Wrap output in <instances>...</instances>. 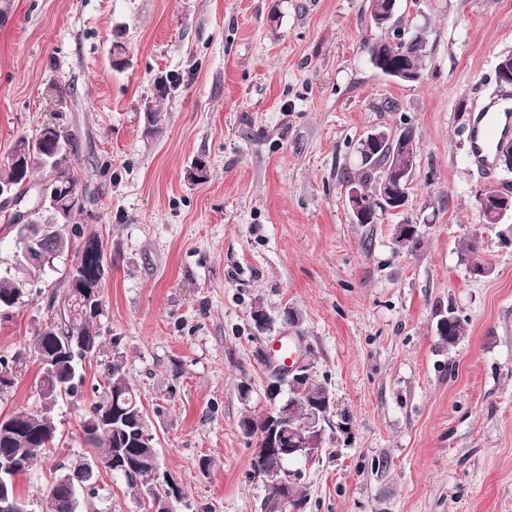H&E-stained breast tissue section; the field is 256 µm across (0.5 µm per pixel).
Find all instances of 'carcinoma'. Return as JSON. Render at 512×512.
Instances as JSON below:
<instances>
[{
  "mask_svg": "<svg viewBox=\"0 0 512 512\" xmlns=\"http://www.w3.org/2000/svg\"><path fill=\"white\" fill-rule=\"evenodd\" d=\"M363 47L375 68L383 70L386 64L383 57L388 55L386 39L366 38ZM424 48L425 38L422 36L404 46L407 62L418 72L423 70ZM50 151L52 144L43 138L41 130L32 137L22 135L15 141L10 154L20 155L23 165L18 167L8 158L0 168V186L12 187L13 204L30 202V191L34 187L31 178L35 172L43 170L41 158L47 157ZM358 154L361 158V169L358 175L348 177L347 181L359 185L370 205L379 208L381 182L392 179L390 173L386 172L387 157L381 152L370 151L362 141L358 143ZM55 202L57 211L48 212L46 219L40 213L32 216V225L41 227L42 232L50 236L49 251L53 252V257L57 258L72 250L79 260L86 245L100 239V236L94 231L86 233L78 226L72 228V233L66 232L73 215L83 212V208H77L72 204L68 189H58ZM4 221L15 225L19 256L17 262L7 269L5 274H0V313L6 317L24 294L28 293L30 271L50 267L52 262L38 263L29 260L28 255L36 252V243L26 234L25 226L19 223L16 216L6 213ZM74 236L82 240L76 247L72 242ZM104 286L105 278L102 276L85 275L80 280H67L66 290L85 300L97 296L98 303L93 310L79 307V315L68 325L58 328L50 324L37 334L33 351L39 364L40 409L34 412H15L7 416L4 423H0V455L20 450L25 454L24 463L4 476L11 491L20 500L23 499V495L17 486L18 476L32 466L38 452L56 443L57 428L51 418L55 407L64 399L72 401L80 397V387L83 385V376L80 373L82 362L101 353L103 340L100 319L104 315V302L101 300ZM465 332L463 322L454 313H448V331L441 340L453 347L465 336ZM20 362L19 355L10 359L0 356V391L14 384V374ZM287 390L288 397L279 401V412L286 421L293 423L306 420L310 404L324 400L326 393L325 388L311 378L296 386L290 385ZM137 413L144 414L146 410L140 395L127 376L123 355L117 352L112 357V363L107 366L101 400L92 403L83 416L82 433L85 442L98 451V460L103 462L105 469L114 475L123 476L129 485L140 486L148 492L152 485L151 464H107L109 459L116 457L120 448L125 449L126 457L130 459L137 456L140 449L135 447V443L139 435L130 426L110 424L100 419L104 414H110L117 419L121 416L129 418ZM251 465L253 474L264 475L269 499L273 501L274 506H279L277 481L291 475L286 458L271 452L261 460L251 462ZM68 473L74 476V490L57 494L47 492L41 502V505L47 507V512H80L81 506H89L92 500L98 497L96 466L89 467L85 461L78 460L70 466Z\"/></svg>",
  "mask_w": 512,
  "mask_h": 512,
  "instance_id": "1",
  "label": "carcinoma"
}]
</instances>
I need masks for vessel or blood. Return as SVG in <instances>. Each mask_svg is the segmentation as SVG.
Instances as JSON below:
<instances>
[{
    "instance_id": "b4317fda",
    "label": "vessel or blood",
    "mask_w": 512,
    "mask_h": 512,
    "mask_svg": "<svg viewBox=\"0 0 512 512\" xmlns=\"http://www.w3.org/2000/svg\"><path fill=\"white\" fill-rule=\"evenodd\" d=\"M511 136L512 94L505 93L491 100L473 120L468 133L472 160L490 166L497 143Z\"/></svg>"
}]
</instances>
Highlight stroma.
<instances>
[{
	"mask_svg": "<svg viewBox=\"0 0 512 512\" xmlns=\"http://www.w3.org/2000/svg\"><path fill=\"white\" fill-rule=\"evenodd\" d=\"M368 6L0 0V162L19 136L54 124L86 198L78 223L109 261L85 398L56 407L55 447L18 479L32 512L72 462L96 456L81 418L117 351L186 492L177 512H270L239 421L268 407L271 368L257 351L283 336L340 425L288 464L301 512H512V219L484 225L475 202L480 187L512 186V173L473 165L467 139L512 53V0L400 8L426 36L410 84L370 63ZM159 77L172 84L162 99ZM404 126L420 144L407 209L355 223L343 180L358 172L360 139ZM199 161L207 176L190 180ZM401 222L417 227L403 247ZM476 232L484 277L464 259ZM73 265L68 252L33 273L31 293L0 317V356L27 354L0 416L40 406L33 341ZM258 302L276 319L263 334ZM450 312L466 327L451 348L436 330ZM100 484L96 512H149L144 489L106 471Z\"/></svg>",
	"mask_w": 512,
	"mask_h": 512,
	"instance_id": "1",
	"label": "stroma"
}]
</instances>
